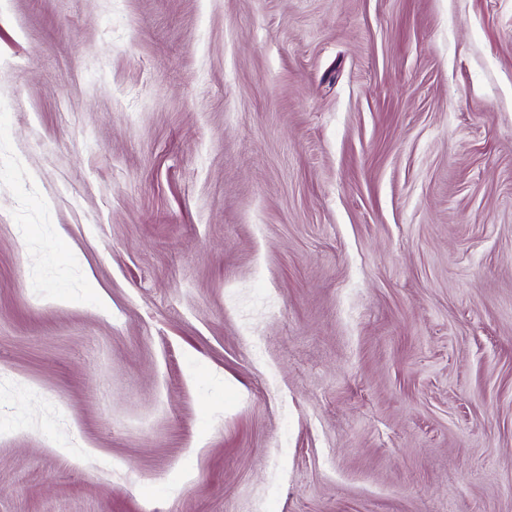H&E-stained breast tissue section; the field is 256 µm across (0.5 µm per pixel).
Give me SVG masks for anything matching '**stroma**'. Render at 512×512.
<instances>
[{
    "mask_svg": "<svg viewBox=\"0 0 512 512\" xmlns=\"http://www.w3.org/2000/svg\"><path fill=\"white\" fill-rule=\"evenodd\" d=\"M0 512H512V0H0Z\"/></svg>",
    "mask_w": 512,
    "mask_h": 512,
    "instance_id": "35a3bbf8",
    "label": "stroma"
}]
</instances>
